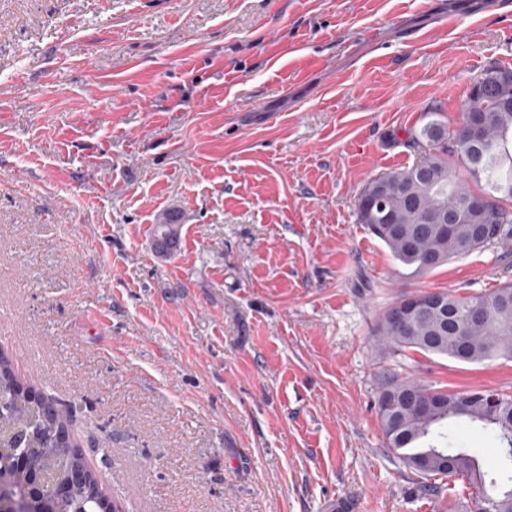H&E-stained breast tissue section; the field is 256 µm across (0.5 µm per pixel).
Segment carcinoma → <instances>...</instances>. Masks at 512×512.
Returning a JSON list of instances; mask_svg holds the SVG:
<instances>
[{
	"instance_id": "obj_1",
	"label": "carcinoma",
	"mask_w": 512,
	"mask_h": 512,
	"mask_svg": "<svg viewBox=\"0 0 512 512\" xmlns=\"http://www.w3.org/2000/svg\"><path fill=\"white\" fill-rule=\"evenodd\" d=\"M409 141L429 143L433 150L410 168L368 179L356 200L358 223L398 262L417 272L486 246L512 247V79L471 88L453 132L433 119L410 134ZM458 167L481 187H466L456 175ZM374 184L383 186L377 201L367 196ZM476 195L487 198L480 213L467 208ZM438 206L456 216L448 232L427 223ZM153 234L161 253L169 254L179 244V224L169 216L159 219ZM431 256L437 261L429 265ZM441 295L448 301L446 313L419 305L404 323L396 324L390 318L392 309H387L376 328L379 341L397 352L414 350L461 363L512 360V282L485 293ZM479 308L486 315L476 320L471 311ZM68 417L65 404L50 410L27 398L13 375L12 361L0 354V432L25 434L23 443L0 447V467H9L24 453L30 467L57 481L66 478L69 468L84 466L80 456L63 467L56 462V433ZM378 417L388 447L423 480V490L436 495L440 487L430 480L464 478L473 489V512H512V397L487 390H436L393 371L382 378ZM461 424L478 426L497 442L503 461L499 475L485 478L478 456L457 436L455 427ZM92 489L91 484L75 488L58 508L97 512Z\"/></svg>"
}]
</instances>
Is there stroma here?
<instances>
[{"instance_id": "stroma-1", "label": "stroma", "mask_w": 512, "mask_h": 512, "mask_svg": "<svg viewBox=\"0 0 512 512\" xmlns=\"http://www.w3.org/2000/svg\"><path fill=\"white\" fill-rule=\"evenodd\" d=\"M491 67L495 0H0V351L71 405L119 512H470L466 480L429 495L387 447L380 375L512 395V360L375 328L512 282V257L413 272L355 204ZM153 234L160 253L170 254L179 244V224L170 216H163L154 224Z\"/></svg>"}]
</instances>
